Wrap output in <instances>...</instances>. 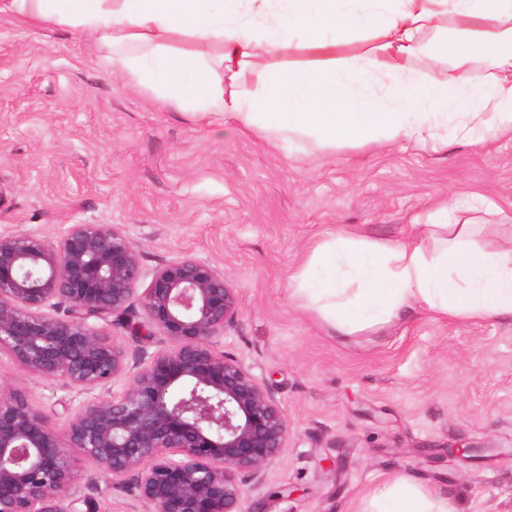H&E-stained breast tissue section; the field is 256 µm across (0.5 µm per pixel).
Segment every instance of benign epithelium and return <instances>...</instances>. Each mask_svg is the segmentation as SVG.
Listing matches in <instances>:
<instances>
[{
	"instance_id": "1",
	"label": "benign epithelium",
	"mask_w": 512,
	"mask_h": 512,
	"mask_svg": "<svg viewBox=\"0 0 512 512\" xmlns=\"http://www.w3.org/2000/svg\"><path fill=\"white\" fill-rule=\"evenodd\" d=\"M142 278L136 247L111 224H73L57 245L0 235V351L66 387L124 385L57 425L0 381V512H90L79 505L99 478L133 482L145 512H243V486L260 482L285 447L274 392L217 348L239 313L232 283L194 257L163 264L140 293ZM101 322L136 338L157 332L165 344L131 363ZM479 452L447 446L450 457ZM78 456L94 466L84 481Z\"/></svg>"
}]
</instances>
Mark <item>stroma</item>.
<instances>
[{
	"mask_svg": "<svg viewBox=\"0 0 512 512\" xmlns=\"http://www.w3.org/2000/svg\"><path fill=\"white\" fill-rule=\"evenodd\" d=\"M310 59L291 46L242 87ZM456 193L484 206L480 246L512 242V138L291 152L161 107L68 26L0 15V235L55 244L70 225L112 224L144 275L183 256L224 273L240 310L218 348L271 386L290 426L262 482L246 485L244 512H363L370 491L401 476L446 493L456 512H512L511 319L437 321L418 309L341 340L288 298L292 273L339 228L396 242ZM0 379L56 423L88 398L4 351ZM458 440L489 450L448 461ZM291 486L301 495L281 497ZM86 493L96 512L140 507L129 484Z\"/></svg>",
	"mask_w": 512,
	"mask_h": 512,
	"instance_id": "1",
	"label": "stroma"
}]
</instances>
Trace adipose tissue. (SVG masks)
Wrapping results in <instances>:
<instances>
[{"mask_svg":"<svg viewBox=\"0 0 512 512\" xmlns=\"http://www.w3.org/2000/svg\"><path fill=\"white\" fill-rule=\"evenodd\" d=\"M0 14L65 24L111 47L112 66L157 102L303 150L339 144L448 141L482 145L512 136V0H0ZM367 45L348 54L353 34ZM188 37L214 54L176 52ZM300 39L312 61L262 90L242 71ZM452 64L439 82L416 81L414 63ZM382 79L389 104L356 98ZM466 199L444 203L398 242L344 228L291 276V301L345 339L421 306L442 319H512V247L486 250ZM372 512H455L446 496L400 477L368 498Z\"/></svg>","mask_w":512,"mask_h":512,"instance_id":"1","label":"adipose tissue"}]
</instances>
